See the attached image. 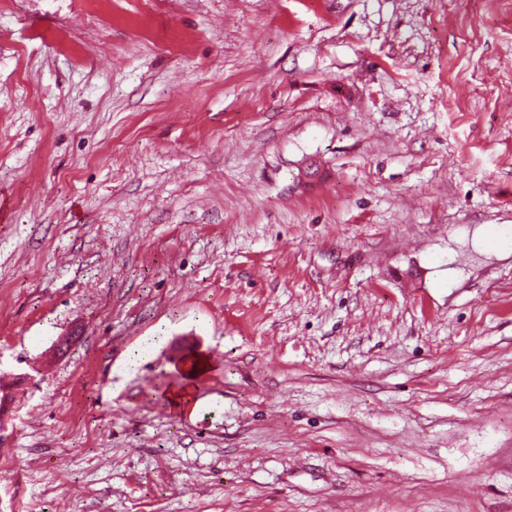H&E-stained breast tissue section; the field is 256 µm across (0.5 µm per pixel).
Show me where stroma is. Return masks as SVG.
I'll list each match as a JSON object with an SVG mask.
<instances>
[{
	"label": "stroma",
	"instance_id": "stroma-1",
	"mask_svg": "<svg viewBox=\"0 0 512 512\" xmlns=\"http://www.w3.org/2000/svg\"><path fill=\"white\" fill-rule=\"evenodd\" d=\"M0 196V512H512V0H0Z\"/></svg>",
	"mask_w": 512,
	"mask_h": 512
}]
</instances>
